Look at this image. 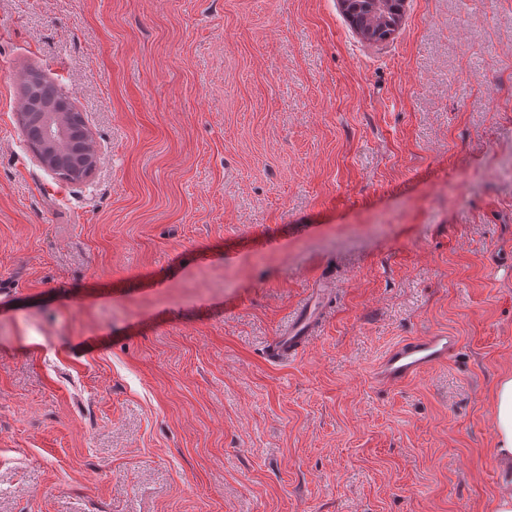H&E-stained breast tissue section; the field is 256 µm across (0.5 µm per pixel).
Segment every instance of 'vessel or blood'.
Wrapping results in <instances>:
<instances>
[{
  "label": "vessel or blood",
  "instance_id": "1",
  "mask_svg": "<svg viewBox=\"0 0 512 512\" xmlns=\"http://www.w3.org/2000/svg\"><path fill=\"white\" fill-rule=\"evenodd\" d=\"M311 315L296 319L272 347V354L283 359L305 343L311 332ZM458 339L449 333H436L422 338H412L393 347L382 359L378 368L381 381L401 384L418 376L424 369L443 364L457 348Z\"/></svg>",
  "mask_w": 512,
  "mask_h": 512
}]
</instances>
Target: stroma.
Wrapping results in <instances>:
<instances>
[{
	"label": "stroma",
	"mask_w": 512,
	"mask_h": 512,
	"mask_svg": "<svg viewBox=\"0 0 512 512\" xmlns=\"http://www.w3.org/2000/svg\"><path fill=\"white\" fill-rule=\"evenodd\" d=\"M31 70L82 182L22 135ZM511 374L512 0L377 46L338 0H0V512H491ZM312 317L310 309L307 314L297 318L288 326L285 336H281L272 347V355L277 359L291 357L307 341L311 332ZM457 345V336L450 333L405 340L393 347L379 363L378 377L389 384L404 383L428 367L445 363Z\"/></svg>",
	"instance_id": "stroma-1"
}]
</instances>
